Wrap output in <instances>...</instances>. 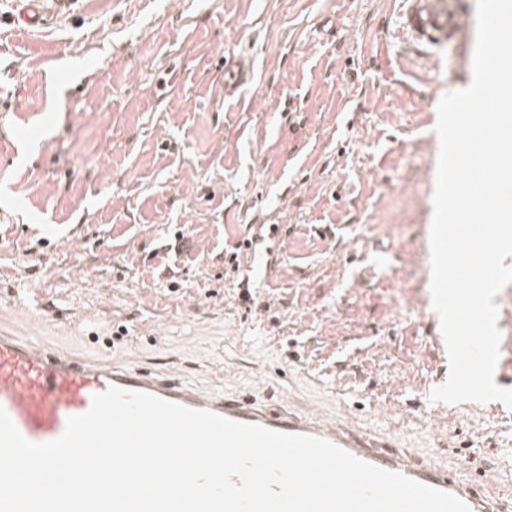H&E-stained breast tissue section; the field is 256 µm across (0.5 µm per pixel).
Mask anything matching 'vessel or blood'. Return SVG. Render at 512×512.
<instances>
[{
  "label": "vessel or blood",
  "mask_w": 512,
  "mask_h": 512,
  "mask_svg": "<svg viewBox=\"0 0 512 512\" xmlns=\"http://www.w3.org/2000/svg\"><path fill=\"white\" fill-rule=\"evenodd\" d=\"M18 2L17 18L25 28L46 24V0ZM402 25L414 40L435 46L447 38L463 37L466 20L459 0H407ZM113 385L235 421L321 437L368 463L452 493L471 512H512L511 502L487 493L481 475H457L416 457L386 436L363 429L357 421L342 422L328 413L290 407L273 411L251 394L202 389L174 373L148 370L132 361L79 358L47 345L39 337L0 330V408L31 442L45 443L60 437L68 417L85 413L93 396Z\"/></svg>",
  "instance_id": "1"
}]
</instances>
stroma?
<instances>
[{
	"instance_id": "stroma-1",
	"label": "stroma",
	"mask_w": 512,
	"mask_h": 512,
	"mask_svg": "<svg viewBox=\"0 0 512 512\" xmlns=\"http://www.w3.org/2000/svg\"><path fill=\"white\" fill-rule=\"evenodd\" d=\"M462 2L464 53L403 36L405 0H74L36 32L0 0V313L272 409L357 418L512 501V409L429 400L448 378L434 128L477 40ZM242 57L252 79L225 97ZM271 224L277 249H240ZM495 302V382L512 388V283Z\"/></svg>"
}]
</instances>
